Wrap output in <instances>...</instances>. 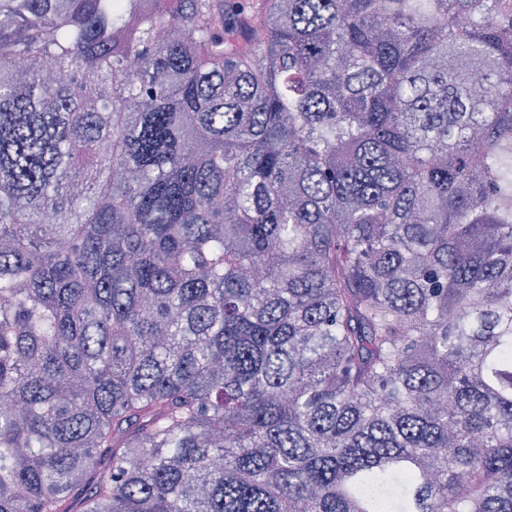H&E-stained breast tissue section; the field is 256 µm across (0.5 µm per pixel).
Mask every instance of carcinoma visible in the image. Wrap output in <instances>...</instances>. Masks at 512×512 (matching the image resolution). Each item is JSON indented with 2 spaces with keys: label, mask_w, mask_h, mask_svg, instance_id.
Instances as JSON below:
<instances>
[{
  "label": "carcinoma",
  "mask_w": 512,
  "mask_h": 512,
  "mask_svg": "<svg viewBox=\"0 0 512 512\" xmlns=\"http://www.w3.org/2000/svg\"><path fill=\"white\" fill-rule=\"evenodd\" d=\"M509 295L512 0H0V512H512Z\"/></svg>",
  "instance_id": "carcinoma-1"
}]
</instances>
